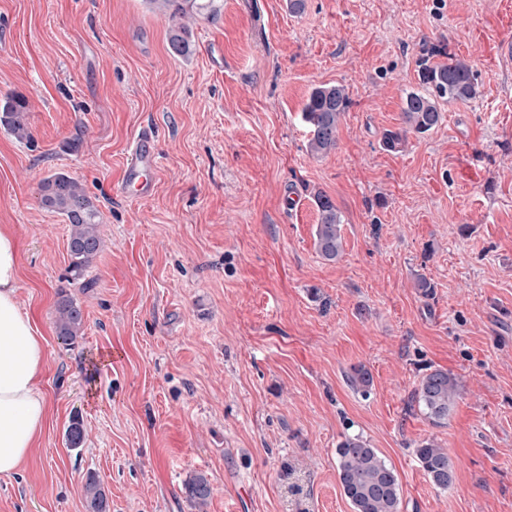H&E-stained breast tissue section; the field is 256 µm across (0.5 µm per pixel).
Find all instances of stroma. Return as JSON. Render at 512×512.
<instances>
[{
  "label": "stroma",
  "mask_w": 512,
  "mask_h": 512,
  "mask_svg": "<svg viewBox=\"0 0 512 512\" xmlns=\"http://www.w3.org/2000/svg\"><path fill=\"white\" fill-rule=\"evenodd\" d=\"M211 6L180 58L150 0H0V102L25 98L31 133L0 126V226L20 243L50 407L0 476V512H85L90 474L109 512H197L184 483L200 472L204 512H352L336 470L348 435L395 469L401 512H512V0ZM434 44L471 65L480 96L385 151ZM336 83L352 104L314 155L301 110ZM146 128L154 190L121 195ZM57 172L100 215L81 282L65 217L39 203ZM319 192L342 216L333 261L314 245ZM63 295L85 315L71 347L52 321ZM360 366L365 394L347 383ZM432 369L462 389L439 426L412 398ZM426 440L448 450V490L415 458Z\"/></svg>",
  "instance_id": "stroma-1"
}]
</instances>
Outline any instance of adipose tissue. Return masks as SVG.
I'll list each match as a JSON object with an SVG mask.
<instances>
[{
	"mask_svg": "<svg viewBox=\"0 0 512 512\" xmlns=\"http://www.w3.org/2000/svg\"><path fill=\"white\" fill-rule=\"evenodd\" d=\"M19 244L0 227V475L16 474L42 433L48 402L38 387L45 362L41 336L17 301Z\"/></svg>",
	"mask_w": 512,
	"mask_h": 512,
	"instance_id": "1",
	"label": "adipose tissue"
}]
</instances>
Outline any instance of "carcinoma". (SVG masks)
Returning a JSON list of instances; mask_svg holds the SVG:
<instances>
[{"label":"carcinoma","instance_id":"1","mask_svg":"<svg viewBox=\"0 0 512 512\" xmlns=\"http://www.w3.org/2000/svg\"><path fill=\"white\" fill-rule=\"evenodd\" d=\"M169 12L173 21L167 36L169 52L176 57H188L194 51L192 33L183 23L197 0H151ZM447 57L445 47L432 46L418 62L421 89L406 93L402 102L405 127L387 131L382 147L396 151L407 140L410 132L425 134L441 120L440 104L467 103L480 95L472 67L465 60L448 57L446 62H435L436 57ZM351 104L346 87L325 84L310 92L302 108V119L308 129V145L314 153H326L336 145V127L341 114ZM28 102L12 98L0 104V125L17 139L30 138L26 113ZM42 208L63 215L70 226L69 265L73 279L84 277L87 268L101 248L98 210L82 184L75 178L55 173L41 182ZM319 213L315 245L321 257L336 260L342 252L340 234L341 216L336 205L326 195L315 196ZM55 333L66 345L74 344L83 334L84 317L81 307L71 298L62 297L55 305ZM461 394L455 377L444 370L426 374L414 391V399L434 424L448 420L452 404ZM69 447L78 448L84 440L83 424L74 419L67 428ZM337 473L341 489L352 512H401L400 484L396 471L359 435L346 437L336 448ZM415 456L430 482L446 490L454 480V466L448 451L434 442H423L415 448ZM188 499L204 507L212 494L207 476L197 473L185 483ZM86 512H107V495L95 475L86 477L84 486Z\"/></svg>","mask_w":512,"mask_h":512}]
</instances>
